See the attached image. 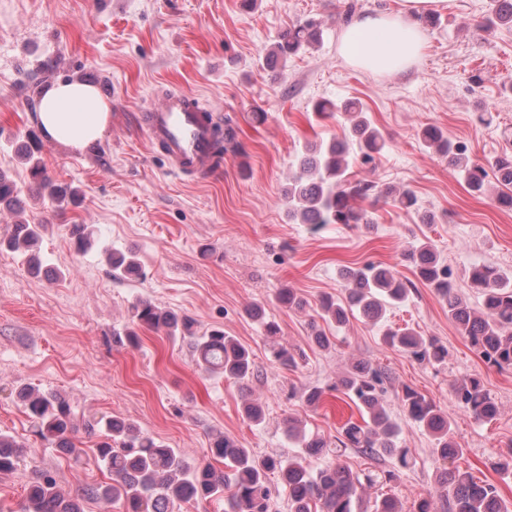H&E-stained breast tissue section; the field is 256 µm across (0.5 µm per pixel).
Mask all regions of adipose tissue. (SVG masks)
<instances>
[{
	"mask_svg": "<svg viewBox=\"0 0 512 512\" xmlns=\"http://www.w3.org/2000/svg\"><path fill=\"white\" fill-rule=\"evenodd\" d=\"M447 7L448 0H398L394 12L364 15L343 32L339 55L364 70L403 74L418 61L425 44L421 16ZM110 113L109 101L94 85L64 81L44 90L36 122L52 141L81 152L104 136Z\"/></svg>",
	"mask_w": 512,
	"mask_h": 512,
	"instance_id": "adipose-tissue-1",
	"label": "adipose tissue"
}]
</instances>
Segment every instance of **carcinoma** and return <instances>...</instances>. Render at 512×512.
<instances>
[{"instance_id":"carcinoma-1","label":"carcinoma","mask_w":512,"mask_h":512,"mask_svg":"<svg viewBox=\"0 0 512 512\" xmlns=\"http://www.w3.org/2000/svg\"><path fill=\"white\" fill-rule=\"evenodd\" d=\"M492 19L497 25L512 26V0H490ZM321 22L309 19L289 26L262 57L265 69L283 67L294 55L319 42ZM322 118L344 115L349 121V139H331L310 143L298 153L294 174L283 192L288 219L297 224H370L368 212L357 201L369 197L393 198L403 208L416 205L414 193L407 189L394 194L366 177L352 180L355 165L369 166L386 147L381 131L369 119L358 100L325 102L316 107ZM421 144L448 157L468 189L475 194L486 191V169L470 160L462 150L452 146L444 132L433 125L420 129ZM33 143L17 150L25 161L38 191L58 206L75 201L76 190L56 184L35 156ZM495 178L503 190L496 195L500 207L512 208V153L499 156L492 164ZM21 205L20 191L6 173L0 172V208L13 210ZM43 225L18 222L10 235L0 238V248L23 251L32 274H53L45 266L38 251ZM71 236L75 247L85 251L92 246L93 232L86 224H74ZM406 258L415 266L419 278L433 288L448 305V319L458 332L490 366L503 371L512 368V277L500 269L483 265L470 271L471 282L481 290L478 309L456 291L451 273L431 242L417 239ZM107 261L115 278L127 277L139 270L135 257L118 249L107 251ZM344 297L330 296L319 302L318 315L326 322L341 326L347 314L357 312L378 322L391 306L405 301L408 288L392 271L368 264L342 275ZM248 314L260 322L265 332L271 361L277 365L296 367L294 354L280 340L276 322L266 319L265 308L253 305ZM193 322L186 316L161 308L150 301L138 300L132 305V325L124 336L138 343L140 329L163 330L171 337L189 338L197 365L207 373L222 375L242 384L252 381L257 368L250 349L224 329L213 328L200 336L192 332ZM386 345L398 348L420 363L439 365L448 350L437 339L426 337L406 326L387 329ZM388 375L380 368L353 362L339 377L336 386L355 405L361 421L349 420L341 427L340 443L345 448H359L374 456H387L400 469L410 466L409 449L401 444L399 427L381 405V394ZM455 401L475 417L491 421L498 414V404L479 375L468 376L453 387ZM18 398L31 419L39 438L69 454H78L73 441L76 434L105 432L95 444L98 461L112 475V482H103L72 494L63 490L46 472L35 473L28 481L21 512H84L83 499L97 497L108 503H119L123 512H174L187 502L224 500V512H271L273 486L270 475H278L288 490L291 512H359L363 487L396 478L393 470L360 474L337 458L334 450L318 436L306 435L294 420L288 421V436L300 445V453L284 458L268 455L255 457L234 439L217 433L211 437L206 459L190 465L176 449L170 448L145 433L134 422L117 417L103 420L89 418L57 392L25 386ZM396 398L409 420L423 427L433 437L434 453L447 467L436 476L435 493L421 498L416 512H434V496L448 503V512H507L500 487L489 480L476 478L470 471L455 465L463 449L451 436L448 415L437 404L418 391L404 387ZM27 453V446L0 432V474H10ZM330 457L324 467L311 471L306 466L310 456ZM222 461L226 471L214 463Z\"/></svg>"}]
</instances>
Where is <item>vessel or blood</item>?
Returning a JSON list of instances; mask_svg holds the SVG:
<instances>
[{
  "mask_svg": "<svg viewBox=\"0 0 512 512\" xmlns=\"http://www.w3.org/2000/svg\"><path fill=\"white\" fill-rule=\"evenodd\" d=\"M217 122V115L203 107L196 95L181 89L168 92L158 106L144 114L147 135L170 170L201 179L224 161Z\"/></svg>",
  "mask_w": 512,
  "mask_h": 512,
  "instance_id": "vessel-or-blood-1",
  "label": "vessel or blood"
}]
</instances>
